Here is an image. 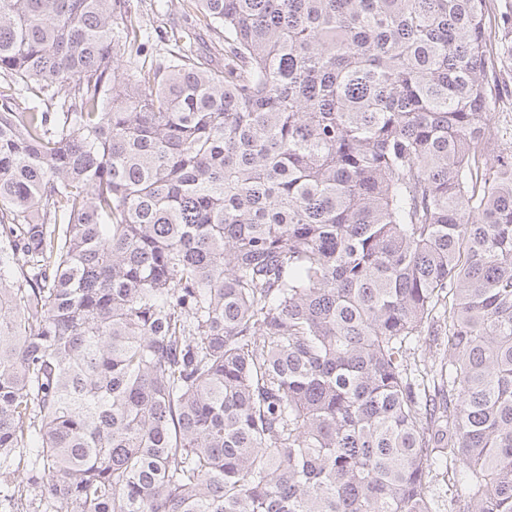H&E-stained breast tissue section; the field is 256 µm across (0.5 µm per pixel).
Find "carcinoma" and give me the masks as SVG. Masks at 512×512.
<instances>
[{
	"label": "carcinoma",
	"mask_w": 512,
	"mask_h": 512,
	"mask_svg": "<svg viewBox=\"0 0 512 512\" xmlns=\"http://www.w3.org/2000/svg\"><path fill=\"white\" fill-rule=\"evenodd\" d=\"M178 4L145 70L133 0H0V493L512 512L487 0Z\"/></svg>",
	"instance_id": "obj_1"
}]
</instances>
